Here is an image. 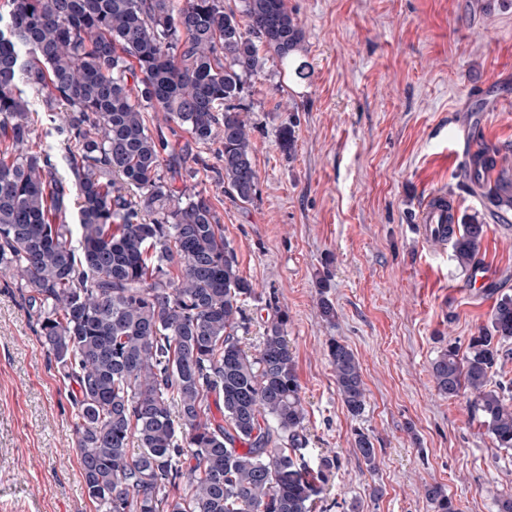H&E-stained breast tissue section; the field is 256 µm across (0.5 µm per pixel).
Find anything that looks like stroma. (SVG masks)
<instances>
[{
    "label": "stroma",
    "mask_w": 512,
    "mask_h": 512,
    "mask_svg": "<svg viewBox=\"0 0 512 512\" xmlns=\"http://www.w3.org/2000/svg\"><path fill=\"white\" fill-rule=\"evenodd\" d=\"M304 40V77L267 58L238 99L252 127L256 193L243 202L219 180L217 144L145 113L174 150L162 172L206 192L256 295L243 305L256 352L270 306L287 339L305 409V457L335 459L315 512H435L424 488L444 486L459 512H498L512 497V450L497 448L469 395H439L431 365L467 347L512 296V212L491 214L465 177L472 135L512 162V0H288ZM293 125L286 153L279 132ZM444 190L486 226L475 260L498 271L469 284L452 248L422 237L421 203ZM336 309L325 320L318 301ZM359 359L361 415L336 391L328 346ZM70 386L0 273V512H96L84 487ZM365 433L375 468L357 454Z\"/></svg>",
    "instance_id": "obj_1"
}]
</instances>
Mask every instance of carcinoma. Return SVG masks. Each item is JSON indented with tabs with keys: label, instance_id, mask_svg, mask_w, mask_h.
Returning <instances> with one entry per match:
<instances>
[{
	"label": "carcinoma",
	"instance_id": "carcinoma-1",
	"mask_svg": "<svg viewBox=\"0 0 512 512\" xmlns=\"http://www.w3.org/2000/svg\"><path fill=\"white\" fill-rule=\"evenodd\" d=\"M242 3L240 16L223 0L0 4V272L75 385L77 448L97 512H314L320 493L302 453L288 317L273 309L257 352L241 347L243 303L255 287L209 196L186 195L160 173L168 141L144 119L161 112L195 142H218L224 183L240 201L253 198L251 128L232 101L262 69L260 50L283 62L304 33L288 0ZM30 93L62 137L75 226L66 223L70 189L33 140ZM499 155L477 154L468 178L507 213L512 171L498 166ZM123 186L138 190L136 200ZM483 235L475 218L458 225L460 268L470 267ZM509 340L512 296L504 295L491 330L464 355L449 345L432 377L443 396L470 394L497 447L511 449L512 400L490 388ZM328 356L342 402L362 414L356 355L334 340ZM355 446L375 464L366 434ZM424 493L436 512H456L442 486Z\"/></svg>",
	"mask_w": 512,
	"mask_h": 512
}]
</instances>
